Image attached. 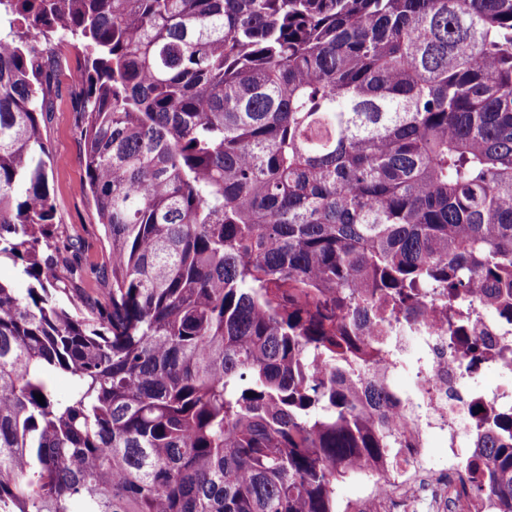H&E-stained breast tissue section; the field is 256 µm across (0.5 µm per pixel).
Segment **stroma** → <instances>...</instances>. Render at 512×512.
<instances>
[{"instance_id":"stroma-1","label":"stroma","mask_w":512,"mask_h":512,"mask_svg":"<svg viewBox=\"0 0 512 512\" xmlns=\"http://www.w3.org/2000/svg\"><path fill=\"white\" fill-rule=\"evenodd\" d=\"M53 90L54 110L42 123L43 136L54 155H65V164L54 167L50 184L55 199L57 245L76 241L81 245L85 271L82 287L97 288L100 268L108 262V247L103 239L91 197L76 193L85 177L80 160L82 141L79 117L74 110L72 85L67 74H59Z\"/></svg>"}]
</instances>
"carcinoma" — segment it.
I'll return each instance as SVG.
<instances>
[{
    "label": "carcinoma",
    "mask_w": 512,
    "mask_h": 512,
    "mask_svg": "<svg viewBox=\"0 0 512 512\" xmlns=\"http://www.w3.org/2000/svg\"><path fill=\"white\" fill-rule=\"evenodd\" d=\"M56 42L94 290L55 245ZM4 257L0 512H338L412 444L391 331L436 304L471 371L474 303L512 319V0H0ZM476 441L512 512V429ZM362 493V485L357 476L347 477L336 482V502L340 508L347 502L358 499Z\"/></svg>",
    "instance_id": "cac0c4a2"
}]
</instances>
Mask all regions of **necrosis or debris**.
Segmentation results:
<instances>
[{
  "instance_id": "4bbe7bcc",
  "label": "necrosis or debris",
  "mask_w": 512,
  "mask_h": 512,
  "mask_svg": "<svg viewBox=\"0 0 512 512\" xmlns=\"http://www.w3.org/2000/svg\"><path fill=\"white\" fill-rule=\"evenodd\" d=\"M488 333L492 351L487 360L497 372L494 383H482L464 389L469 373L460 362L461 349L448 346V330L437 317L425 316L412 331L388 337L389 354L383 361L384 374L401 368L413 346L423 350V373L416 391L407 395L399 416L410 427L418 445L401 449L393 478L376 477L361 499L363 506H384L399 498H431L438 512H494L488 497L471 491L468 463L473 453L475 425L481 418L512 413V385L503 384V376H512V326L504 318H478ZM442 435L448 441V479L438 481L429 465L431 439Z\"/></svg>"
}]
</instances>
